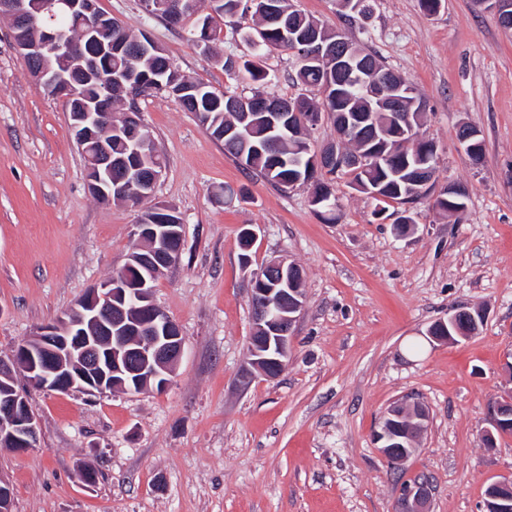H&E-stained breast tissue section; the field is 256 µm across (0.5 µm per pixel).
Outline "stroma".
<instances>
[{
  "instance_id": "35a3bbf8",
  "label": "stroma",
  "mask_w": 512,
  "mask_h": 512,
  "mask_svg": "<svg viewBox=\"0 0 512 512\" xmlns=\"http://www.w3.org/2000/svg\"><path fill=\"white\" fill-rule=\"evenodd\" d=\"M374 53L426 102L422 132L436 142V184L468 190L465 209L415 204L414 232L375 216L377 201L348 177L333 184L336 221L315 212L306 187L273 186L225 154L173 98L139 99L165 161L141 204H102L65 103L35 87L0 18V354L76 306L126 263L133 229L153 206L183 222L179 263L153 301L179 326L185 350L162 391L31 390L38 444L0 448L11 512H393L402 480L433 484L431 512H479L487 486L512 480V433L485 448L488 401L512 385V32L476 0H372L348 21L336 0H290ZM133 35L147 34L190 79L238 92L221 61L254 56L241 34L252 13L222 27L212 53L147 16L140 0H98ZM269 92L319 99L295 81L289 54L259 58ZM484 144L473 166L460 124ZM234 191L231 202L220 190ZM257 228L251 262L240 231ZM283 258L304 272V309L288 362L276 377H240L253 334L248 280ZM480 308L476 335L433 343L429 327L456 307ZM422 403L429 414L417 449L396 473L373 441L386 410ZM95 470L84 484L82 469Z\"/></svg>"
}]
</instances>
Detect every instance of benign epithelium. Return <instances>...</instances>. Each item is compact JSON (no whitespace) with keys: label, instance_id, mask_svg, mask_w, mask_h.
<instances>
[{"label":"benign epithelium","instance_id":"benign-epithelium-1","mask_svg":"<svg viewBox=\"0 0 512 512\" xmlns=\"http://www.w3.org/2000/svg\"><path fill=\"white\" fill-rule=\"evenodd\" d=\"M482 5L494 12L498 23L505 29H512V0H480ZM72 15L87 22L91 27L101 25L122 29L115 18L99 12L97 0H64ZM0 14L10 19L17 29L37 28V16L27 6V0H0ZM305 47V61L318 63L328 75L341 79L348 63L356 56L349 45L338 40L328 44L319 31H311L292 38ZM24 61L32 68L29 74L35 86H47L70 108V128L78 147L91 141L99 143V158L95 167L89 169L90 192L101 202L111 203L112 193H127L124 184H112V153L107 139L112 135V122L117 116L125 120L126 128L135 130L142 127L140 113L112 111V83H107L102 95L91 99L81 93L76 85L94 75L96 81L104 78L103 71L96 67L95 59L112 54V45H98L91 50L75 40L59 37L55 31H45L24 42L15 44ZM49 56L61 57L71 64L72 75L46 77L44 62ZM407 92L397 88L386 98L387 105L395 112L397 128L405 131L397 133L393 151L405 152L408 149L423 148L427 139L414 133L411 113L403 112L404 96ZM265 109L279 120L288 119V127L299 114H304L302 125L316 127L323 123L326 114L308 112L306 105L298 101L289 107L273 102L265 104ZM336 147L326 143L317 148V163L325 171L335 162L349 165L358 170L366 168L367 156L354 154L341 156L337 148L348 137L351 124L344 116L334 124ZM476 129L467 128L459 143L474 165L482 163ZM134 235L148 245L146 252L132 256L124 268L100 286L90 289L78 307L70 315L79 319L80 325L87 323L99 326V331L112 338V380L94 373L95 363L90 356L97 347L98 337L88 336L85 331L73 330V324L66 319L39 328L33 337L18 345L9 355L0 357V376L9 379L14 371L24 370L30 386L44 391H68L80 389L88 394L103 393L108 388L126 389V382L133 381L142 389L150 384L165 388L173 376L183 350L184 338L179 326L166 316L151 301L152 278L142 275L132 277L135 265L152 271L174 267L179 260L171 249V243L182 236L177 224H136ZM275 284L286 283V287L265 288L266 280ZM250 295L256 300V313L253 316L254 333L250 337L247 357L251 369L242 375L243 384L250 383L253 371L273 376L285 367L294 327L304 307L303 273L292 262L278 260L268 263L264 272H259L248 281ZM138 304V309L150 319L141 325L126 315L130 303ZM485 319V312L479 308H454L448 317L435 322L429 329V336L435 342H450L464 339L474 333ZM147 329V339L138 348L130 347L127 338ZM406 407L401 404L390 406L385 412L380 427L373 434L380 453L394 466H400L407 455L415 450V443L406 441L410 432L402 425ZM491 427L484 430L482 441L485 447L492 448L496 443L495 434L512 428V388L494 397L489 405ZM38 442V422L26 399L19 394H7L0 399V443L15 450H29ZM506 481H494L488 487L481 503L480 512H512V494L504 491ZM433 496V484L427 477L417 478L400 486L394 512H429Z\"/></svg>","mask_w":512,"mask_h":512}]
</instances>
